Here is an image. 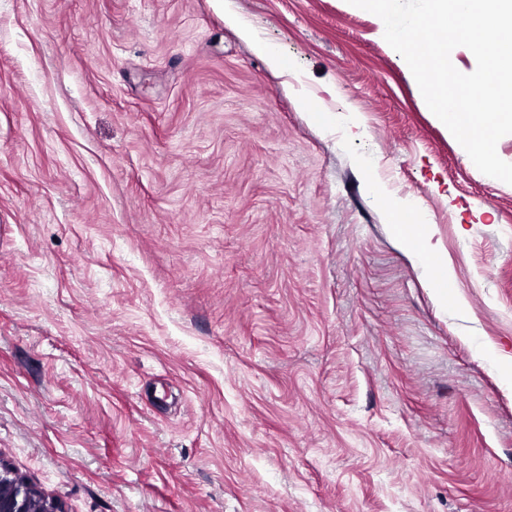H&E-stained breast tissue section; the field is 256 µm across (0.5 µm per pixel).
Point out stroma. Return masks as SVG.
<instances>
[{
    "instance_id": "obj_1",
    "label": "stroma",
    "mask_w": 512,
    "mask_h": 512,
    "mask_svg": "<svg viewBox=\"0 0 512 512\" xmlns=\"http://www.w3.org/2000/svg\"><path fill=\"white\" fill-rule=\"evenodd\" d=\"M511 363L512 184L375 15L0 0V459L64 512H512ZM385 203L390 209L391 225L399 237L406 243L409 249L422 257L429 269V290L443 305L448 304V278L450 276L448 266L437 261L435 251L431 247L430 237L424 224L412 218L400 204H393L389 200Z\"/></svg>"
}]
</instances>
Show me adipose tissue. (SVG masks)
<instances>
[{"label": "adipose tissue", "mask_w": 512, "mask_h": 512, "mask_svg": "<svg viewBox=\"0 0 512 512\" xmlns=\"http://www.w3.org/2000/svg\"><path fill=\"white\" fill-rule=\"evenodd\" d=\"M390 218L397 235L402 238L409 249L415 251L426 261L430 273L429 289L437 302L447 303L448 267L438 262L425 225L417 223L399 204L391 205Z\"/></svg>", "instance_id": "adipose-tissue-1"}]
</instances>
